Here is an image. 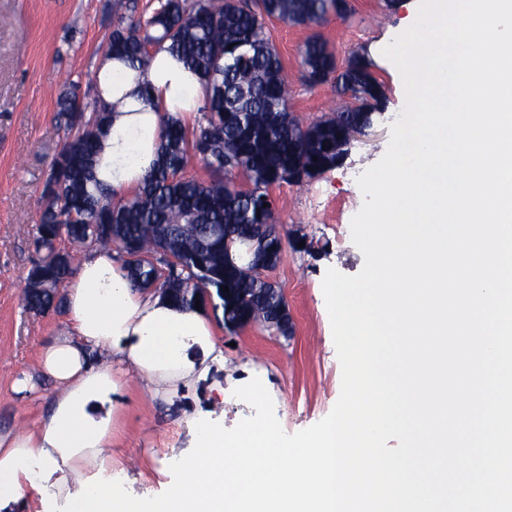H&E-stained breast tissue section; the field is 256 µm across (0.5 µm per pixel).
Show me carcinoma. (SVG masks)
Segmentation results:
<instances>
[{
    "instance_id": "1",
    "label": "carcinoma",
    "mask_w": 512,
    "mask_h": 512,
    "mask_svg": "<svg viewBox=\"0 0 512 512\" xmlns=\"http://www.w3.org/2000/svg\"><path fill=\"white\" fill-rule=\"evenodd\" d=\"M130 9L126 0H113L118 23L106 54L142 70L151 51L167 45L207 88L201 117L190 129L180 119L167 118L160 160L131 196L118 199L94 174L112 108L100 99L90 106L74 94H59L57 106L70 135L54 160L46 182L50 191L42 192L36 222V244L44 250L36 264L50 279L36 288L26 278L27 308L37 314L61 308L62 302H54L56 285L72 275L77 250L133 241L157 261L168 253L181 258L182 266H170L162 284L175 303L191 305L216 296L224 320L243 326L258 321L275 334L279 326L267 318L274 295L249 266L224 258V238L235 245L246 237L275 234L278 221L268 188L299 186L338 166L348 151L347 128L371 124L383 109L382 86L365 54L355 51L337 88L358 105L304 127L289 111L288 81L266 20L319 25L339 13L337 0H159L149 17L128 21ZM301 60L311 85L336 70L335 55L318 34L305 41ZM194 158L209 171V180L184 176ZM239 174L250 184L244 193L234 190ZM62 232L71 250L60 255L53 240ZM125 262L134 283L153 285L152 264ZM225 287L231 303L221 296Z\"/></svg>"
}]
</instances>
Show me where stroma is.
I'll return each mask as SVG.
<instances>
[{
    "label": "stroma",
    "mask_w": 512,
    "mask_h": 512,
    "mask_svg": "<svg viewBox=\"0 0 512 512\" xmlns=\"http://www.w3.org/2000/svg\"><path fill=\"white\" fill-rule=\"evenodd\" d=\"M406 10L401 0H348L346 15H330L311 27L272 19L267 33L278 51L291 90L290 110L302 123L353 105L334 84L309 86L303 79L301 52L312 34L322 35L339 64L368 47ZM0 431L35 428L50 405L51 383L21 398L12 391L15 378L35 373L46 340L63 331L65 315H37L25 307L28 270L38 254L34 225L52 161L66 137L57 92L71 89L79 99H96L95 70L117 24L111 0H0ZM404 106L387 95L385 110L368 136L352 143L343 163L310 183L274 186L280 227L288 234L283 257L266 279L285 292L293 321L290 338L273 336L260 323L220 328L224 349V426L233 428L254 416V408L237 398L233 385L252 378V365L266 371L273 389L275 414L285 433L293 434L326 417L337 403L342 370L337 349L321 312L317 283L324 270L358 274L364 256L354 244L351 220L361 209L357 177L384 156L390 126ZM215 393L207 389L154 400L137 382L121 398L112 453L126 473L124 485L138 497L161 494L171 481L169 466L188 451V414L208 408Z\"/></svg>",
    "instance_id": "1"
}]
</instances>
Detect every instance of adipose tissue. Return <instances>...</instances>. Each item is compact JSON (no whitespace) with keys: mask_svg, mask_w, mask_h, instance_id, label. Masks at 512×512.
Instances as JSON below:
<instances>
[{"mask_svg":"<svg viewBox=\"0 0 512 512\" xmlns=\"http://www.w3.org/2000/svg\"><path fill=\"white\" fill-rule=\"evenodd\" d=\"M96 83L112 105L96 177L117 193L136 189L159 158L164 120L192 117L205 87L162 48L143 74L117 57L103 58ZM64 311L67 328L41 348L37 375L12 386L24 396L45 380L55 394L43 426L0 431V507L17 502L26 486L63 498L98 471L120 472L112 436L128 378L151 398L166 399L224 367L208 310L134 286L116 252L94 250L80 260L65 287Z\"/></svg>","mask_w":512,"mask_h":512,"instance_id":"1","label":"adipose tissue"}]
</instances>
